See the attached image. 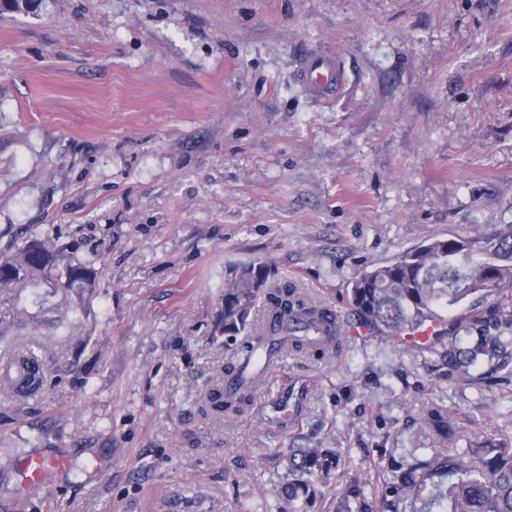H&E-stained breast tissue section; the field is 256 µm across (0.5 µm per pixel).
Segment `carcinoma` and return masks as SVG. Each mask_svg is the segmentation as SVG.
I'll return each instance as SVG.
<instances>
[{
  "label": "carcinoma",
  "mask_w": 512,
  "mask_h": 512,
  "mask_svg": "<svg viewBox=\"0 0 512 512\" xmlns=\"http://www.w3.org/2000/svg\"><path fill=\"white\" fill-rule=\"evenodd\" d=\"M79 249L47 230L0 251V385L19 404L53 380L87 387L82 356L97 324L98 271ZM270 275L260 260L229 267L213 335L240 341L246 360L227 365V376L243 378L255 354L269 347L283 357L343 349L342 324L329 327L331 310L310 302L292 282H269ZM349 294L357 321L383 339L439 324L432 340L410 349L448 359L462 380L489 373L512 378V224H489L470 239L425 242L365 272ZM22 336L31 340L22 342ZM39 336L53 339L57 350L49 351ZM250 402V388L242 385L229 398L218 385L204 412L231 419ZM417 421L438 447L425 458L380 467L370 498L361 477L348 478L326 512H512V438L487 437L459 448L454 419L437 403L423 407ZM27 454L24 448L0 452V512L29 507L30 488L19 467ZM326 462L321 449H290L293 479L280 495L291 512H300L296 503L308 495L310 478L328 477Z\"/></svg>",
  "instance_id": "cac0c4a2"
}]
</instances>
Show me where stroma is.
Returning <instances> with one entry per match:
<instances>
[{
	"label": "stroma",
	"mask_w": 512,
	"mask_h": 512,
	"mask_svg": "<svg viewBox=\"0 0 512 512\" xmlns=\"http://www.w3.org/2000/svg\"><path fill=\"white\" fill-rule=\"evenodd\" d=\"M342 93L311 100L306 55ZM0 248L55 228L98 269L86 391H0V446L107 469L54 474L37 512H281L288 451L338 475L433 439L512 433V382L347 340L291 355L233 422L204 415L236 345L212 336L229 266L353 318L347 290L436 238L512 224V0H44L0 16ZM297 77L305 91L316 100L337 96L345 83L341 62L321 54L306 56L298 66Z\"/></svg>",
	"instance_id": "obj_1"
}]
</instances>
